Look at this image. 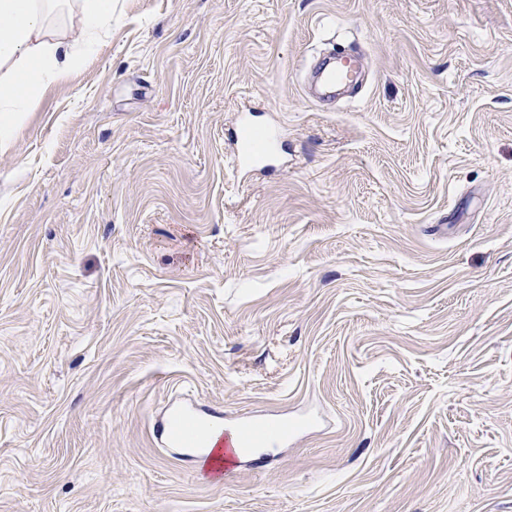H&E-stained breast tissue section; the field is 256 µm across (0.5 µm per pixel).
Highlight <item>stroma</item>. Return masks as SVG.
<instances>
[{"instance_id": "stroma-1", "label": "stroma", "mask_w": 512, "mask_h": 512, "mask_svg": "<svg viewBox=\"0 0 512 512\" xmlns=\"http://www.w3.org/2000/svg\"><path fill=\"white\" fill-rule=\"evenodd\" d=\"M175 398L328 423L214 475ZM0 512H512V0H113L0 149ZM357 56L341 51L334 53L331 59L318 72V92L322 99L334 97L336 88L350 82V75L343 67L350 69L351 77L357 65ZM347 81V82H346Z\"/></svg>"}]
</instances>
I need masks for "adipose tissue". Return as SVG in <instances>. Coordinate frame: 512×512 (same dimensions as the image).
I'll use <instances>...</instances> for the list:
<instances>
[{"instance_id":"adipose-tissue-1","label":"adipose tissue","mask_w":512,"mask_h":512,"mask_svg":"<svg viewBox=\"0 0 512 512\" xmlns=\"http://www.w3.org/2000/svg\"><path fill=\"white\" fill-rule=\"evenodd\" d=\"M112 0H0V148L51 86L94 58Z\"/></svg>"}]
</instances>
